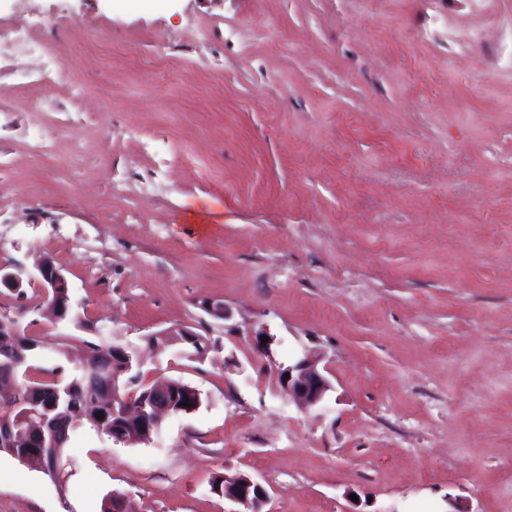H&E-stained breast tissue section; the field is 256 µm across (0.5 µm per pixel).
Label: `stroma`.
Here are the masks:
<instances>
[{
	"label": "stroma",
	"mask_w": 512,
	"mask_h": 512,
	"mask_svg": "<svg viewBox=\"0 0 512 512\" xmlns=\"http://www.w3.org/2000/svg\"><path fill=\"white\" fill-rule=\"evenodd\" d=\"M18 23L64 67L36 117L40 59L0 64V307L50 258L84 325L34 315V365L101 334L201 404L77 430L62 486L0 453V512H232L234 472L264 512H512V0H0ZM177 326L203 357L149 349ZM306 354L311 409L277 376ZM284 374H289V378L285 379ZM278 381L288 397L305 408L321 404L331 389L329 380L318 368V362L310 356L300 358L288 367L279 368ZM221 484L224 499L245 508L244 511L233 512H263L268 499V493L264 486L248 474L235 472L224 473V476L214 477L210 483V491Z\"/></svg>",
	"instance_id": "35a3bbf8"
}]
</instances>
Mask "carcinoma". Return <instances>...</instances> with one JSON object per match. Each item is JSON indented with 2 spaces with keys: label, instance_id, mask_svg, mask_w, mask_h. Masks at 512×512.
I'll use <instances>...</instances> for the list:
<instances>
[{
  "label": "carcinoma",
  "instance_id": "1",
  "mask_svg": "<svg viewBox=\"0 0 512 512\" xmlns=\"http://www.w3.org/2000/svg\"><path fill=\"white\" fill-rule=\"evenodd\" d=\"M44 308L70 307V292L67 288L48 290ZM85 345L83 359L69 375H64L62 368L34 367L29 364L31 354L44 346V341L37 336L27 334L26 329L16 330L14 322L0 324V382L14 385V391L6 402L0 406V435L12 432L14 445L0 448L21 464L33 471H40V466L47 464L54 472V482L64 486L67 472L64 469L63 456L66 445H61L55 460L43 456L40 449L28 442L27 424L18 423V416L31 408V400L38 395H49L55 389H68L70 415L76 426H88L110 440H115L105 427L112 424V411L103 413L102 419L96 414L86 412L83 403L100 394V388L112 383V378L120 379V394L135 401L147 400L148 394L158 385L165 384L174 393V407L178 413L186 414L191 408L201 404L200 392L193 386L175 378L158 377L153 382L141 384L137 372L125 369L120 356L112 353V343L103 338L98 341H83Z\"/></svg>",
  "mask_w": 512,
  "mask_h": 512
}]
</instances>
